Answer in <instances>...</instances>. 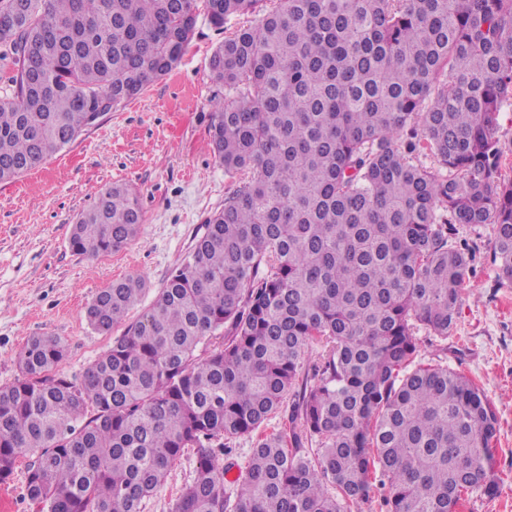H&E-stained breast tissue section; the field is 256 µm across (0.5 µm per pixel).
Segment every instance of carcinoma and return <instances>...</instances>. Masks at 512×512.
<instances>
[{
	"label": "carcinoma",
	"instance_id": "1",
	"mask_svg": "<svg viewBox=\"0 0 512 512\" xmlns=\"http://www.w3.org/2000/svg\"><path fill=\"white\" fill-rule=\"evenodd\" d=\"M201 10L218 27L260 13L210 62L223 89L213 153L241 178L81 378L64 372L58 336L19 349L18 377L0 386V482L32 453L25 488L39 512H142L191 448L195 477L172 512H352L376 483L386 512L497 497L495 412L465 376L415 362L414 330L446 339L456 326L470 256L452 224L494 225L497 278L512 284L500 136L512 0H0L15 66L0 182L168 74ZM422 145L436 166L413 163ZM142 223L136 192L114 182L69 246L110 254ZM145 288L112 282L88 324L110 332ZM314 344L324 355L298 392ZM288 401V424L261 433ZM255 433L231 498L220 455Z\"/></svg>",
	"mask_w": 512,
	"mask_h": 512
}]
</instances>
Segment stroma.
I'll list each match as a JSON object with an SVG mask.
<instances>
[{
    "mask_svg": "<svg viewBox=\"0 0 512 512\" xmlns=\"http://www.w3.org/2000/svg\"><path fill=\"white\" fill-rule=\"evenodd\" d=\"M245 16L214 26L198 14L188 46L173 70L107 113L36 169L0 182V385L14 381L16 354L28 338L50 334L67 345L64 370L81 377L125 325L95 331L85 309L112 281L140 276L147 289L127 316L137 321L170 272L205 231V218L224 206L233 181L215 158L209 119L216 87L210 59ZM124 182L140 195L144 222L126 248L98 258L72 252L76 217L99 191ZM490 224H459L455 241L473 249L456 328L448 339L416 330L420 363L466 375L485 392L498 419L493 467L501 494L472 495L458 512H512V286L501 285L489 246ZM185 453L144 502L143 512H171L195 475Z\"/></svg>",
    "mask_w": 512,
    "mask_h": 512,
    "instance_id": "obj_1",
    "label": "stroma"
}]
</instances>
